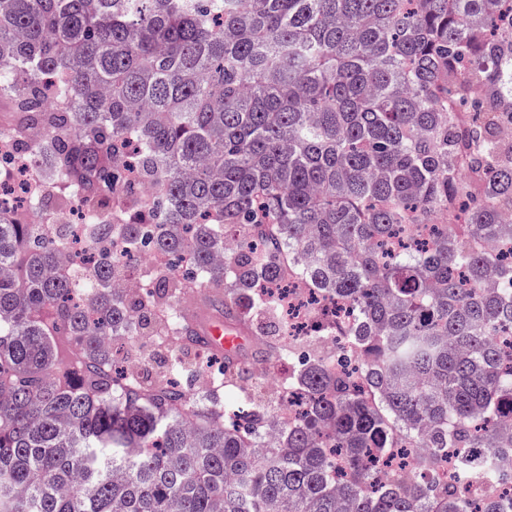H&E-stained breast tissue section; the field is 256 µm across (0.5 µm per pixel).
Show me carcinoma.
Returning a JSON list of instances; mask_svg holds the SVG:
<instances>
[{"mask_svg": "<svg viewBox=\"0 0 512 512\" xmlns=\"http://www.w3.org/2000/svg\"><path fill=\"white\" fill-rule=\"evenodd\" d=\"M0 99L98 214L64 273L0 209V512H512L439 479L512 449V0H0ZM148 251L190 264L133 295ZM293 278L352 320L287 340ZM192 288L251 360L187 331ZM144 335L154 385L113 353ZM201 352L227 385L288 361L298 417L268 442L272 404L182 383Z\"/></svg>", "mask_w": 512, "mask_h": 512, "instance_id": "obj_1", "label": "carcinoma"}]
</instances>
